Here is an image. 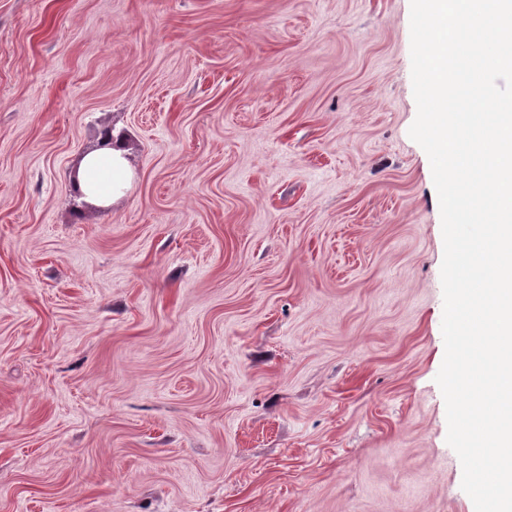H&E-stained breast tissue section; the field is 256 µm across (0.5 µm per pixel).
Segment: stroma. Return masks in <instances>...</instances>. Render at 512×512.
Segmentation results:
<instances>
[{
    "instance_id": "1",
    "label": "stroma",
    "mask_w": 512,
    "mask_h": 512,
    "mask_svg": "<svg viewBox=\"0 0 512 512\" xmlns=\"http://www.w3.org/2000/svg\"><path fill=\"white\" fill-rule=\"evenodd\" d=\"M416 115L410 0H0V512H475ZM125 138L112 130V144L86 154L78 169L77 183L84 198L106 204L131 187L132 171Z\"/></svg>"
}]
</instances>
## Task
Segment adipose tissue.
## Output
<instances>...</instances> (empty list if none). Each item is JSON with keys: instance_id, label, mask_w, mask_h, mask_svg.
Masks as SVG:
<instances>
[{"instance_id": "ef3b65f1", "label": "adipose tissue", "mask_w": 512, "mask_h": 512, "mask_svg": "<svg viewBox=\"0 0 512 512\" xmlns=\"http://www.w3.org/2000/svg\"><path fill=\"white\" fill-rule=\"evenodd\" d=\"M132 179L126 141L116 132L111 145L83 157L77 183L86 200L106 204L123 196L130 189Z\"/></svg>"}]
</instances>
